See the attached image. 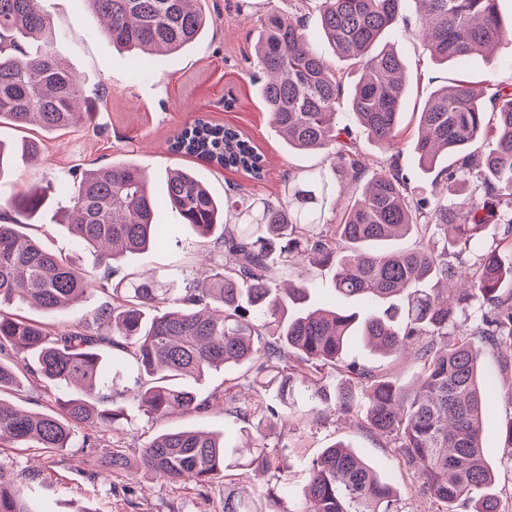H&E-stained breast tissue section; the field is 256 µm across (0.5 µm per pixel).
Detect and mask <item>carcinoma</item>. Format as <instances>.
<instances>
[{
	"instance_id": "1",
	"label": "carcinoma",
	"mask_w": 512,
	"mask_h": 512,
	"mask_svg": "<svg viewBox=\"0 0 512 512\" xmlns=\"http://www.w3.org/2000/svg\"><path fill=\"white\" fill-rule=\"evenodd\" d=\"M419 6L418 28L430 56L463 63L484 50L512 44L498 0H321L322 36L358 66L351 116L390 163L364 178L360 151L337 120L342 80L312 47L302 17L271 11L259 19L255 68L272 123L288 147L326 153L329 167L288 177L283 194L257 201L244 193L218 198L189 169L169 172L154 197L138 166L112 163L82 173L55 190L70 198L59 210L75 246L95 255L84 270L43 248L24 232L27 221L54 206L47 190L15 197L18 216L0 224V447L100 446L131 420L117 386H132L149 418L209 408L196 384L211 370L250 373L255 392L273 405L231 410L232 434L174 429L155 434L135 465L118 446L100 458L114 473L131 467L169 482L208 488L229 471L278 476L256 496L224 493V512H408L396 487L361 453L341 441L310 462L305 499L287 505L288 482L278 449L265 440L290 414L298 390L335 413L362 414L363 425L386 440L392 455L418 477L430 512H512L493 492L482 422L496 392L481 354L492 350L502 373H512V89L486 107L461 73L433 91L420 112V131L408 143L417 165L435 173L440 194L416 193L397 164L404 62L384 37L405 23L408 2ZM112 45L136 49L140 62L174 53L198 38L209 18L196 0H88ZM57 34L38 0H0V123L46 132L92 121L73 72L49 52ZM482 140L488 150L476 154ZM222 168L264 177L258 148L240 131L198 117L169 144ZM39 141L8 150L0 143V173L20 155L30 162ZM351 178L359 195L329 224L340 198L336 184ZM171 208L201 237L218 240L222 262L180 287L175 276L121 274L129 254L169 244L161 210ZM503 237L479 246L491 222ZM412 239L410 247L392 242ZM302 260L329 271L333 302H307L317 285L282 286L275 272ZM102 294L87 318L64 330L7 311L27 306L52 314ZM473 320L464 335L460 321ZM382 355L413 353V379L373 374L354 354L358 344ZM56 391V408L30 411L1 393L29 381ZM108 393L99 396V390ZM0 512H41L0 471Z\"/></svg>"
}]
</instances>
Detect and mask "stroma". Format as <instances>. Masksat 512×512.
<instances>
[{
	"instance_id": "35a3bbf8",
	"label": "stroma",
	"mask_w": 512,
	"mask_h": 512,
	"mask_svg": "<svg viewBox=\"0 0 512 512\" xmlns=\"http://www.w3.org/2000/svg\"><path fill=\"white\" fill-rule=\"evenodd\" d=\"M40 6L58 33L50 52L78 77L83 97L95 103V118L52 133L0 124L2 144L9 146L29 137L44 144L40 161L15 160L11 171L0 178V217L7 221L13 216L7 205L11 197L57 177L118 161L142 169L159 194L165 189L166 170L183 167L194 170L216 196L240 189L256 199L280 196L288 176L323 166V154L288 148L251 79L257 18L267 11L305 16L315 47L328 67L340 74L345 88H352L358 77L351 62L335 55L322 40L319 0H201L210 19L203 37L182 51L153 59L149 71L139 76L134 73L132 53L113 47L87 0H40ZM387 41L403 57L410 75L402 115V134L410 139L417 133V113L423 102L438 87L450 83L461 66L435 63L413 30L388 35ZM463 67L479 84L512 87V44L489 55L473 56ZM197 115L236 127L250 138L265 157L264 178L254 180L239 170L171 154L169 140ZM162 221L169 226V247L128 256L123 270L175 271L185 280L196 279L205 260L217 256L212 239L198 236L174 210H166ZM292 412L286 436L269 439L273 445L282 440L289 444L285 463L290 502L304 500L311 459L340 440L390 477L409 512H427L428 502L416 492V475L393 460L380 437L357 421L318 415L316 402L304 393L297 397ZM509 416L512 403L498 399L482 428L483 446L495 475L493 489L506 499L512 497V452L503 446L500 425ZM232 423V417L221 410L161 420L139 414L121 433L106 434L101 447L108 452L121 446L134 460L147 438L161 431L201 428L220 432ZM0 471L28 489L36 501L49 504L53 512H224L225 490L253 491L266 481L265 476L251 474L236 480L223 478L203 492L190 482L170 483L132 471L111 478L99 472L94 454L78 447L65 452L8 448L0 451Z\"/></svg>"
}]
</instances>
